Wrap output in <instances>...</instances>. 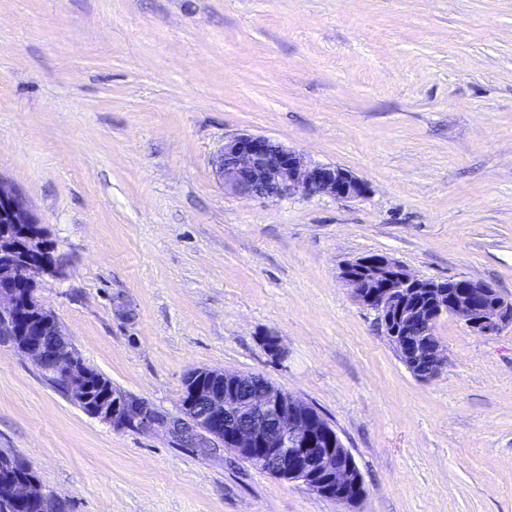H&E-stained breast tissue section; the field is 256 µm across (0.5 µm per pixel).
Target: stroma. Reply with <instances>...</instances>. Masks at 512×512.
Segmentation results:
<instances>
[{"mask_svg":"<svg viewBox=\"0 0 512 512\" xmlns=\"http://www.w3.org/2000/svg\"><path fill=\"white\" fill-rule=\"evenodd\" d=\"M240 133L370 192L226 194ZM0 179L51 246L39 301L114 389L178 417L192 369L263 376L365 487L342 506L114 427L0 344V453L68 512H512V327L442 319L423 381L338 278L385 253L512 300V0H0Z\"/></svg>","mask_w":512,"mask_h":512,"instance_id":"35a3bbf8","label":"stroma"}]
</instances>
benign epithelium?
<instances>
[{"mask_svg": "<svg viewBox=\"0 0 512 512\" xmlns=\"http://www.w3.org/2000/svg\"><path fill=\"white\" fill-rule=\"evenodd\" d=\"M212 166L224 191L244 199L324 194L349 201L368 191L367 183L350 171L312 162L261 135L224 137ZM0 221L13 225L0 236V342L31 357L40 370L63 376L65 392L89 415L139 430L163 427L174 438L196 431L212 449L254 459L274 477L330 501L351 506L363 497L362 474L336 429L310 404L268 381L248 394L244 374L195 369L183 393L182 416L164 421L150 404L120 392L92 398L88 373L74 348L55 318L23 288L51 267L33 228L37 217L1 181ZM338 277L361 305L378 314L399 358L421 380L439 377L447 366L446 350L435 335L442 318L459 320L477 336H493L512 326V301L466 276L421 279L390 256L373 254L343 264ZM0 500L9 509L30 504L37 512H58L55 495L30 478L0 483Z\"/></svg>", "mask_w": 512, "mask_h": 512, "instance_id": "obj_1", "label": "benign epithelium"}]
</instances>
